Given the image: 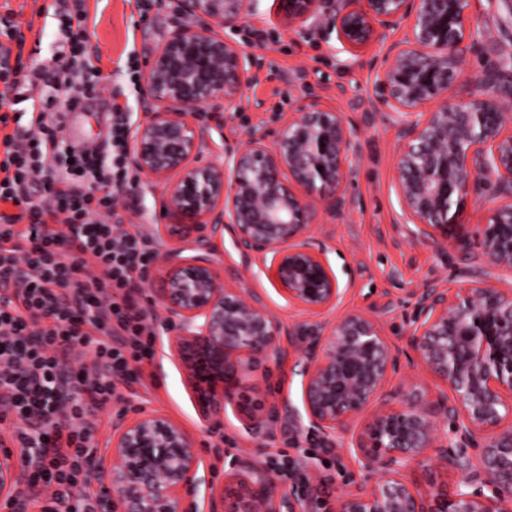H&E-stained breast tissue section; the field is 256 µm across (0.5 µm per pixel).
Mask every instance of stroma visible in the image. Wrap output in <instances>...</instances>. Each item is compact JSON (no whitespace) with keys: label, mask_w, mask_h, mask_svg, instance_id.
Wrapping results in <instances>:
<instances>
[{"label":"stroma","mask_w":512,"mask_h":512,"mask_svg":"<svg viewBox=\"0 0 512 512\" xmlns=\"http://www.w3.org/2000/svg\"><path fill=\"white\" fill-rule=\"evenodd\" d=\"M44 0H8L20 21L32 24L23 49L25 66L50 64L60 42V16L44 12ZM86 52L96 59L103 78L82 109L72 112L62 135L55 165L64 167L74 148L110 150L109 131L114 105L133 110V123L145 119L142 87L131 75L143 69L155 51L180 26L199 21L174 13V0H88ZM331 4L322 0L319 23L291 31L279 21L278 0H254L252 11L236 28L222 29L225 40L253 63L254 81L232 108L213 112L201 107L200 118L211 133L203 160H221L249 133L262 134L280 125L301 97L316 94L327 106L343 112L351 130L355 157L346 190V206L338 217L319 214L311 233L324 244L335 273L340 299L335 308L305 312L289 303L275 287L261 262L244 263L231 237L214 248L226 280L257 294L282 324L308 337L313 331L353 312L375 315L383 335L398 348V370L390 376L384 397L400 407L404 388L433 400L451 388L422 369L409 348L415 318L414 299L427 285L460 288L483 282L512 288V270L487 263L480 235L490 217L491 190L472 185L459 223L449 225L442 245L416 238L394 188V165L400 151L398 131L408 116L378 99L377 70L385 47L375 42L354 53L344 48L332 28ZM468 14L478 44L468 53L459 80L448 98L506 97L512 91V0H468ZM262 31L253 44L254 31ZM487 72L499 75L494 89L480 85ZM162 189L149 181L118 203L112 223L154 237L163 223ZM279 359L258 365L243 380L236 400L224 407L220 431L202 430L197 403L183 370L173 358L167 336H160L156 355L144 365L143 382L121 386L88 419L97 426L98 442H106L118 414L160 411L198 440L201 466L215 483H223L232 461L259 464L291 462L312 480L319 499L334 500L342 491L367 487L370 478L353 444L366 423L358 417L353 431L325 437L314 432L302 400V360L297 348L281 341ZM279 405L268 417V402Z\"/></svg>","instance_id":"stroma-1"}]
</instances>
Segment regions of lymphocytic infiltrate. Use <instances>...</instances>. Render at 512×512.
<instances>
[{
  "label": "lymphocytic infiltrate",
  "instance_id": "lymphocytic-infiltrate-1",
  "mask_svg": "<svg viewBox=\"0 0 512 512\" xmlns=\"http://www.w3.org/2000/svg\"><path fill=\"white\" fill-rule=\"evenodd\" d=\"M88 15L61 22L69 50L42 76V108L11 126L30 76L26 35L14 11L0 15V423L28 450L31 486L49 489L43 512H95L88 462L98 451L86 419L118 385L138 382L156 330L140 279L154 259L146 238L106 217L139 185L125 162L131 115L112 110L111 155L84 148L52 165L67 113L102 77L83 50ZM90 356L75 364L78 354Z\"/></svg>",
  "mask_w": 512,
  "mask_h": 512
}]
</instances>
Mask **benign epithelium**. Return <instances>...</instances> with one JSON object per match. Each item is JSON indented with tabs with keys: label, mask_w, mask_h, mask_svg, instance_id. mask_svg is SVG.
I'll return each mask as SVG.
<instances>
[{
	"label": "benign epithelium",
	"mask_w": 512,
	"mask_h": 512,
	"mask_svg": "<svg viewBox=\"0 0 512 512\" xmlns=\"http://www.w3.org/2000/svg\"><path fill=\"white\" fill-rule=\"evenodd\" d=\"M319 0H279L283 26L303 28ZM253 0H177V11L208 23L177 28L141 74L146 119L131 133L127 162L163 185L157 225L158 263L146 276L152 308L175 328L168 337L181 362L207 431L217 428L227 380L280 354L293 332L256 295L224 277L213 241L231 234L243 261L262 260L271 281L304 311L333 307L338 280L323 245L309 235L318 209L336 215L354 147L342 113L303 97L277 128L241 139L222 161H201L207 128L203 106L217 112L242 97L251 62L224 41ZM407 28L385 50L379 87L386 104L415 112L447 93L458 78L476 32L467 0H336L333 29L348 49ZM512 114L495 97L442 102L400 129L395 186L417 235L435 242L464 211L469 188L494 187L481 233L486 262L512 269ZM195 255L186 256L187 248ZM409 337L422 368L449 384L453 399L429 401L410 389L402 407L382 399L398 350L376 318L351 313L303 346V404L313 430L348 431L368 422L356 450L370 473L366 490L344 491L334 512H508L512 501V426L501 410L512 403V292L473 285L450 291L431 285L415 297ZM485 433L471 455L474 432ZM439 465L460 474L453 495L430 479L422 487L404 470L437 441ZM196 439L158 412L139 411L112 424L106 457L88 465L103 489V512H314L310 478L284 484L276 469L240 461L232 485L199 475ZM24 451H0V502L31 512L24 497ZM204 496H199L200 487Z\"/></svg>",
	"instance_id": "obj_1"
}]
</instances>
